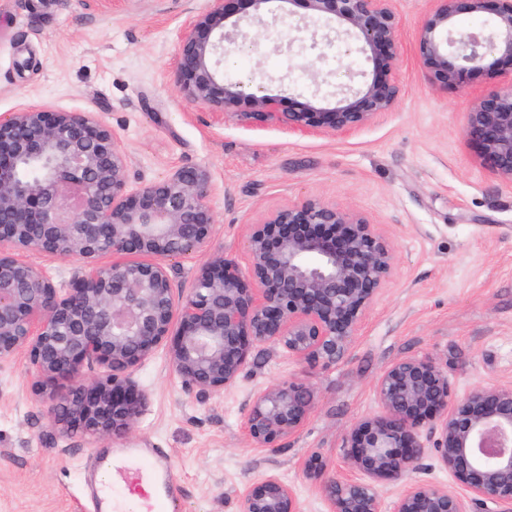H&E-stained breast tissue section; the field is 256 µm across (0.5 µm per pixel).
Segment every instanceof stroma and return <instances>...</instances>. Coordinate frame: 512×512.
I'll use <instances>...</instances> for the list:
<instances>
[{
    "label": "stroma",
    "instance_id": "stroma-1",
    "mask_svg": "<svg viewBox=\"0 0 512 512\" xmlns=\"http://www.w3.org/2000/svg\"><path fill=\"white\" fill-rule=\"evenodd\" d=\"M205 0H0V115L22 106L98 112L128 155L130 190L173 168L209 172L216 222L203 250L170 263L174 292L190 288L221 254L252 281L246 235L288 203L314 198L366 216L394 253L389 278L367 308L344 359L296 361L279 346L252 347L236 383L185 392L159 345L133 373L146 404L128 435L60 437L24 354L0 362V512H93L85 477L104 453L152 448L167 455L178 493L169 512H241L246 488L268 475L290 484L302 512H330L311 456L346 474L345 431L378 414L376 382L391 364L427 357L455 397L477 385H512V185L501 181L463 129L473 101L503 81L494 57L465 88L435 89L418 63L416 31L432 0H394L403 57L396 108L349 133H300L250 122L182 99L181 35ZM325 74L314 85L300 71ZM372 70L338 48L296 55L267 44L224 61L231 79L265 84L290 105L313 91L334 106L337 85L362 87L348 69ZM298 378L315 407L276 448H256L243 418L266 385Z\"/></svg>",
    "mask_w": 512,
    "mask_h": 512
}]
</instances>
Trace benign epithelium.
Returning a JSON list of instances; mask_svg holds the SVG:
<instances>
[{"mask_svg": "<svg viewBox=\"0 0 512 512\" xmlns=\"http://www.w3.org/2000/svg\"><path fill=\"white\" fill-rule=\"evenodd\" d=\"M234 0H208L188 20L179 62V92L189 103L246 120L278 121L304 133H346L394 109L393 70L402 58L393 0H306L325 15L322 40L345 55L385 60V71L362 88L337 86L336 105L318 92L280 111V97L261 83L220 73L224 54L250 40L282 45L278 26L289 13L262 9L238 16ZM416 32L419 66L431 85H458L489 55L512 64V0H496L492 18L462 29L459 0H434ZM483 128L492 172L512 184V80L475 99L464 133ZM128 156L96 112L21 107L0 119V360L28 355L51 424L68 437L97 439L132 432L144 396L132 369L168 337L173 374L187 392H220L244 370L249 348L280 345L298 361L330 366L357 336L365 309L393 266L392 251L361 214L317 199L291 202L253 224L246 248L255 287L224 256H213L187 293L174 298L168 262L203 248L216 223L209 173L176 167L162 180L128 190ZM317 224L331 238L298 234ZM37 250L84 270L60 293L19 252ZM104 257L111 258L101 263ZM99 366L102 375L90 371ZM382 413L350 426L342 439L348 479L325 474L312 456L306 475L319 481L330 512H383L378 486L400 488L392 512H467L448 489L413 481L425 443L482 512L512 505V386H476L455 398L429 358L391 365L376 385ZM315 393L293 379L253 396L243 428L256 448H274L296 434ZM242 512H301L294 489L276 475L250 486Z\"/></svg>", "mask_w": 512, "mask_h": 512, "instance_id": "7a95c632", "label": "benign epithelium"}]
</instances>
